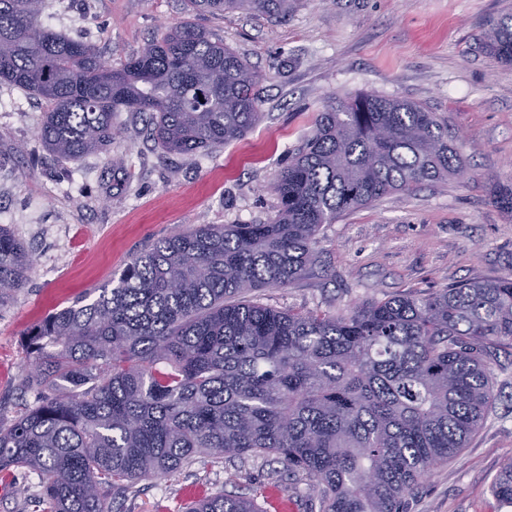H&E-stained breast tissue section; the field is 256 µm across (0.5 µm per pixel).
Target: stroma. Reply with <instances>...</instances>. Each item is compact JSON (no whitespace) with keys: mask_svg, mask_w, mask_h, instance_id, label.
<instances>
[{"mask_svg":"<svg viewBox=\"0 0 512 512\" xmlns=\"http://www.w3.org/2000/svg\"><path fill=\"white\" fill-rule=\"evenodd\" d=\"M43 19L85 37L119 65L187 19L223 39L264 76L260 123L208 155L161 153L138 116L120 113L109 153L49 158L39 137L44 101L0 84V224L31 251L27 279L0 303V422L36 404L27 387L28 332L55 309L95 299L158 240L202 224H263L271 189L313 119L359 93L422 104L448 125L468 171L341 213L319 234V262L288 288L251 293L280 310L344 313L412 291L512 275V209L493 200L512 186V65L479 49L487 22L512 0H294L288 16L229 11L188 17L183 0H45ZM496 404L451 461L406 496L403 512H512L491 487L512 458V347L495 350ZM36 474L0 472V512H31ZM270 499L313 512L308 478L272 455H198L179 474L137 485L121 512H185L218 494Z\"/></svg>","mask_w":512,"mask_h":512,"instance_id":"35a3bbf8","label":"stroma"}]
</instances>
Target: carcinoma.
<instances>
[{"label":"carcinoma","mask_w":512,"mask_h":512,"mask_svg":"<svg viewBox=\"0 0 512 512\" xmlns=\"http://www.w3.org/2000/svg\"><path fill=\"white\" fill-rule=\"evenodd\" d=\"M44 0H0V83L44 100L48 154L107 152L115 117L146 118L168 154L211 152L262 118L263 75L197 26L170 27L119 67L41 20ZM290 0H184L192 15L284 17ZM479 45L512 65V14ZM448 124L418 103L337 99L272 185L268 224H202L157 241L116 286L29 333L27 382L60 393L0 423V472L27 468L33 512H112L141 480L207 453L272 454L316 482L319 512H401L405 495L479 430L496 394L488 359L512 345V276L405 293L346 314L241 299L315 265L324 224L391 193L460 175ZM28 249L0 225V303ZM492 492L512 505V461ZM189 512H259L219 495Z\"/></svg>","instance_id":"1"}]
</instances>
